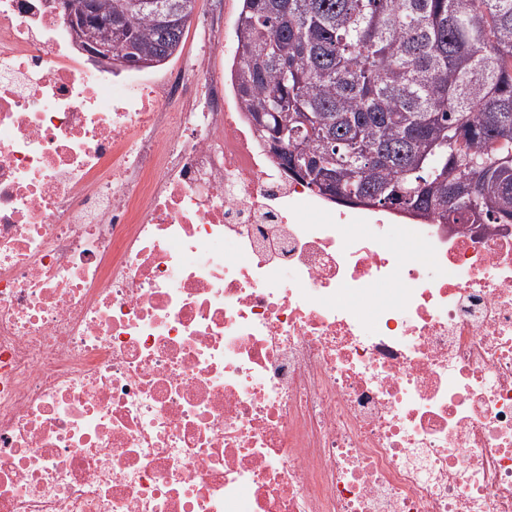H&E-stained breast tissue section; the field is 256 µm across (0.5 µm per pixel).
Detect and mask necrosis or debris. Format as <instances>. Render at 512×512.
Wrapping results in <instances>:
<instances>
[{"mask_svg":"<svg viewBox=\"0 0 512 512\" xmlns=\"http://www.w3.org/2000/svg\"><path fill=\"white\" fill-rule=\"evenodd\" d=\"M0 0V512H512V225L342 210L214 65Z\"/></svg>","mask_w":512,"mask_h":512,"instance_id":"1","label":"necrosis or debris"}]
</instances>
